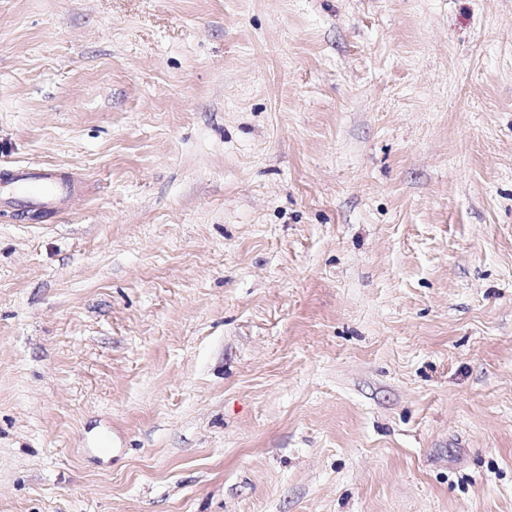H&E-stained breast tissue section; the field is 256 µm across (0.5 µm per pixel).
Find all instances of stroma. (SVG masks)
Wrapping results in <instances>:
<instances>
[{
    "mask_svg": "<svg viewBox=\"0 0 512 512\" xmlns=\"http://www.w3.org/2000/svg\"><path fill=\"white\" fill-rule=\"evenodd\" d=\"M0 512H512V0H0ZM9 181L0 183V208H12L17 197L23 195L35 205H50L62 210L74 186L71 180L63 177L51 167L38 170L16 169Z\"/></svg>",
    "mask_w": 512,
    "mask_h": 512,
    "instance_id": "stroma-1",
    "label": "stroma"
}]
</instances>
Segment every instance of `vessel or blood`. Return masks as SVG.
<instances>
[{"mask_svg": "<svg viewBox=\"0 0 512 512\" xmlns=\"http://www.w3.org/2000/svg\"><path fill=\"white\" fill-rule=\"evenodd\" d=\"M74 186L51 167L38 170L19 169L13 177L0 185V208L13 207L18 197H26L36 205L63 209Z\"/></svg>", "mask_w": 512, "mask_h": 512, "instance_id": "vessel-or-blood-1", "label": "vessel or blood"}]
</instances>
